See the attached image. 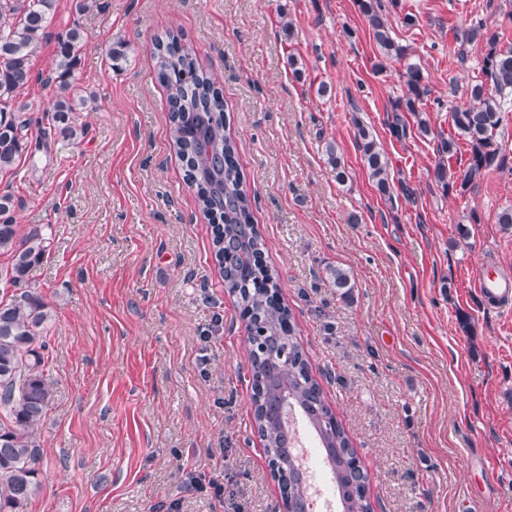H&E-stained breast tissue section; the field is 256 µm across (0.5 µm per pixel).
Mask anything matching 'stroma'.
Wrapping results in <instances>:
<instances>
[{"label":"stroma","mask_w":512,"mask_h":512,"mask_svg":"<svg viewBox=\"0 0 512 512\" xmlns=\"http://www.w3.org/2000/svg\"><path fill=\"white\" fill-rule=\"evenodd\" d=\"M383 2L424 75L429 134L394 114L408 61L383 55L357 0H96L86 13L59 0L17 97L33 156L0 170L20 232L38 225L49 238L32 280L53 308V401L29 512L277 506L245 324L152 74L154 41L169 30L224 95L266 262L371 476L375 512H512V309L474 286L482 265L512 268V228L498 222L512 207V107L497 136L504 170L462 194L433 176L488 51L484 37L463 47L456 33L480 25L512 43V0ZM74 24L85 43L70 95L91 91L96 103L77 107L69 140L55 130L60 90L47 76L56 34ZM120 40L128 59L116 68L108 49ZM398 119L406 138L390 132ZM360 124L388 155L389 194L363 166ZM336 267L351 276V300L329 280ZM189 470L223 484V499L187 492Z\"/></svg>","instance_id":"1"}]
</instances>
